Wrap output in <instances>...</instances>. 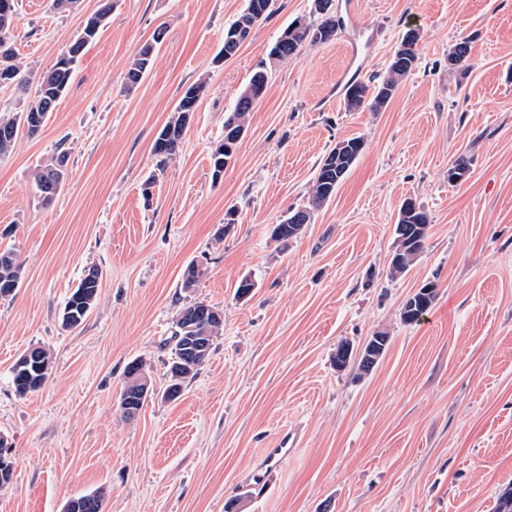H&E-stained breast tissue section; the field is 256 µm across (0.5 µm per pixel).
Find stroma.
<instances>
[{"label":"stroma","instance_id":"35a3bbf8","mask_svg":"<svg viewBox=\"0 0 512 512\" xmlns=\"http://www.w3.org/2000/svg\"><path fill=\"white\" fill-rule=\"evenodd\" d=\"M99 4L55 13L18 0L23 72L49 70ZM334 4L332 40L270 62L220 179L210 154L225 118L284 29L316 20L313 0H277L228 60L224 30L246 0H112L41 134L0 156V248L23 266L0 299V434L14 464L0 512H64L95 492L103 512H224L233 498L239 512H496L512 490V0ZM159 28L152 67L126 89ZM411 30L418 62L393 98L347 109V84L384 76ZM466 39L468 62L449 68ZM201 78L179 149L157 168L152 144ZM351 136L364 140L357 162L281 245L273 227L307 206L322 157ZM61 152L67 180L45 206L33 175ZM462 153L469 177L449 183ZM407 198L428 214L427 240L394 278ZM194 261L206 275L183 288ZM93 267L98 300L64 329V305ZM246 278L254 287L237 298ZM430 283L431 309L401 321ZM196 301L222 309L224 328L168 399L167 340ZM379 331L390 341L370 374L337 370L340 341ZM33 346L51 368L22 397L12 368ZM135 361L152 394L127 420L119 402Z\"/></svg>","mask_w":512,"mask_h":512}]
</instances>
